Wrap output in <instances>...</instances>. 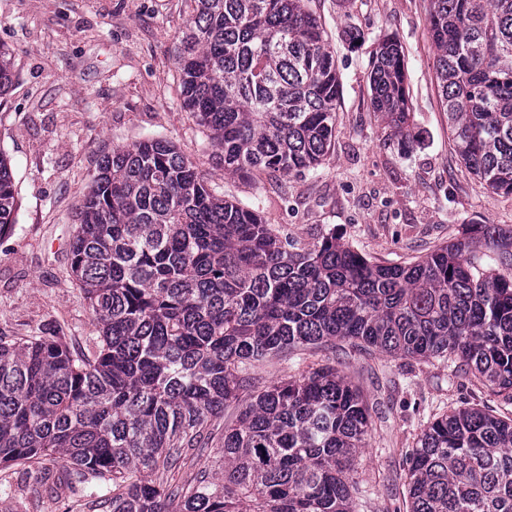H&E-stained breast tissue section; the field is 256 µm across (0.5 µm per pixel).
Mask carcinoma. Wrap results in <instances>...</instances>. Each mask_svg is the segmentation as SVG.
Returning <instances> with one entry per match:
<instances>
[{
	"mask_svg": "<svg viewBox=\"0 0 512 512\" xmlns=\"http://www.w3.org/2000/svg\"><path fill=\"white\" fill-rule=\"evenodd\" d=\"M178 38L180 103L243 180L311 170L328 155L340 77L307 0H191ZM439 96L454 150L512 195V0H430ZM13 83L0 46V95ZM371 105L409 136L402 47L379 41ZM0 151V236L14 224ZM102 326L94 358L52 337L0 336V465L57 454L68 483L103 479L108 512H353L354 459L370 421L332 366L251 392L256 362L333 341L448 361L512 401V227L474 224L405 265L374 262L331 232L301 243L219 198L162 139L98 164L69 244ZM224 425L222 485L168 482L205 420ZM407 512H512V417L458 406L407 457ZM156 478H151V475Z\"/></svg>",
	"mask_w": 512,
	"mask_h": 512,
	"instance_id": "cac0c4a2",
	"label": "carcinoma"
}]
</instances>
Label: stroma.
<instances>
[{
  "label": "stroma",
  "instance_id": "stroma-1",
  "mask_svg": "<svg viewBox=\"0 0 512 512\" xmlns=\"http://www.w3.org/2000/svg\"><path fill=\"white\" fill-rule=\"evenodd\" d=\"M336 53L342 91L328 156L302 176L246 183L225 174L207 132L180 106L174 47L188 0H0V46L14 79L0 96V150L12 163L18 209L0 239V333L56 336L93 356L99 326L70 271L69 242L100 159L145 138L175 144L216 194L258 205L267 223L309 241L328 232L368 258L404 264L460 237L467 224L512 225V195L488 193L458 161L440 101L429 0H309ZM364 38L352 45L344 31ZM395 36L405 54L413 126L394 134L370 106L372 52ZM325 365L360 387L370 413L355 465V512H406L407 455L433 418L463 404L512 415V404L446 362L389 355L346 342L313 346L289 360L255 364L256 388ZM207 419V447L177 473L222 479L224 425ZM43 466L0 467V512H99L91 486L50 493Z\"/></svg>",
  "mask_w": 512,
  "mask_h": 512
}]
</instances>
